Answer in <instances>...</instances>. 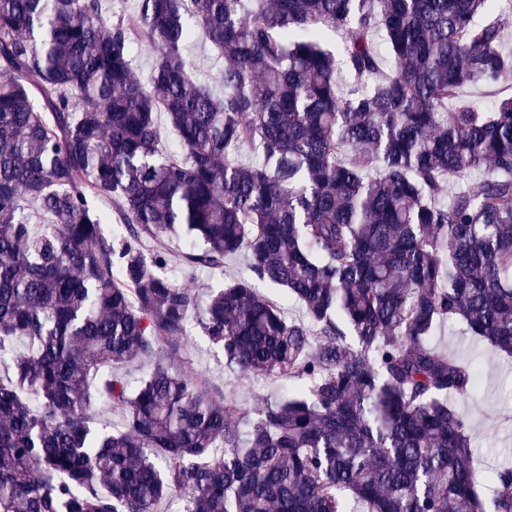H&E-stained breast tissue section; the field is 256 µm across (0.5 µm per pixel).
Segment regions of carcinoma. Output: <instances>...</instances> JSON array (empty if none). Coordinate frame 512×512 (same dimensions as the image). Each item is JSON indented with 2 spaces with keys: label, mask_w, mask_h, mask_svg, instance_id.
Listing matches in <instances>:
<instances>
[{
  "label": "carcinoma",
  "mask_w": 512,
  "mask_h": 512,
  "mask_svg": "<svg viewBox=\"0 0 512 512\" xmlns=\"http://www.w3.org/2000/svg\"><path fill=\"white\" fill-rule=\"evenodd\" d=\"M114 2L0 0V512H512L511 464L475 489V370L431 342L512 357V94L465 95L512 84L493 0ZM181 232L250 276L199 300L142 246ZM193 322L291 385L213 399L165 361ZM187 58L193 68L204 77H210L219 72L216 54L209 42L202 35H198L187 51Z\"/></svg>",
  "instance_id": "cac0c4a2"
}]
</instances>
